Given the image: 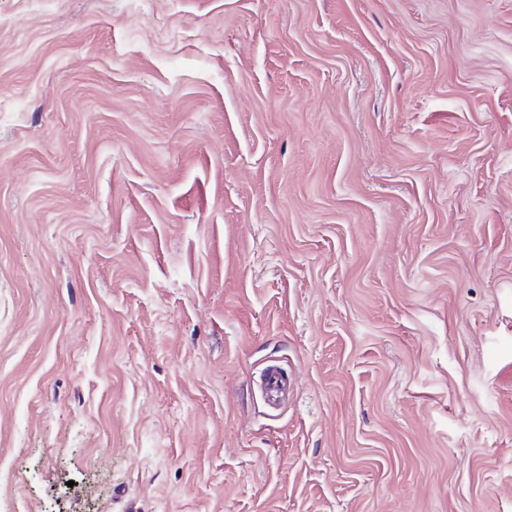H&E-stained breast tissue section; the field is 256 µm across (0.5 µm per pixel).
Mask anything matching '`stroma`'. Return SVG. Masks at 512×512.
Masks as SVG:
<instances>
[{
    "mask_svg": "<svg viewBox=\"0 0 512 512\" xmlns=\"http://www.w3.org/2000/svg\"><path fill=\"white\" fill-rule=\"evenodd\" d=\"M0 512H512V0H0ZM288 389L285 379L276 366L266 368L263 375V394L266 401L273 407L280 403V395Z\"/></svg>",
    "mask_w": 512,
    "mask_h": 512,
    "instance_id": "1",
    "label": "stroma"
}]
</instances>
